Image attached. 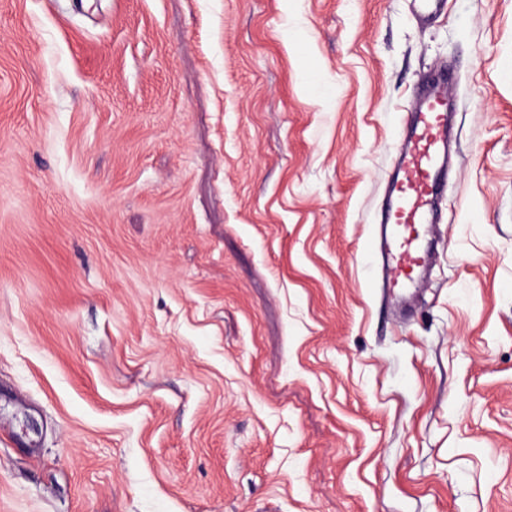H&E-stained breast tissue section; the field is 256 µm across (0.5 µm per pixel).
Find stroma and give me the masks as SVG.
Instances as JSON below:
<instances>
[{
  "label": "stroma",
  "mask_w": 512,
  "mask_h": 512,
  "mask_svg": "<svg viewBox=\"0 0 512 512\" xmlns=\"http://www.w3.org/2000/svg\"><path fill=\"white\" fill-rule=\"evenodd\" d=\"M445 63L405 311L368 243ZM0 512H512V0H0ZM446 0H411V9L420 23H427L441 13Z\"/></svg>",
  "instance_id": "stroma-1"
}]
</instances>
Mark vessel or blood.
Listing matches in <instances>:
<instances>
[{"mask_svg": "<svg viewBox=\"0 0 512 512\" xmlns=\"http://www.w3.org/2000/svg\"><path fill=\"white\" fill-rule=\"evenodd\" d=\"M446 0H411L415 18L429 22ZM454 78L440 67L416 88L396 132L385 197L378 218L383 285L401 299L423 288L434 256L440 205L448 190Z\"/></svg>", "mask_w": 512, "mask_h": 512, "instance_id": "obj_1", "label": "vessel or blood"}]
</instances>
